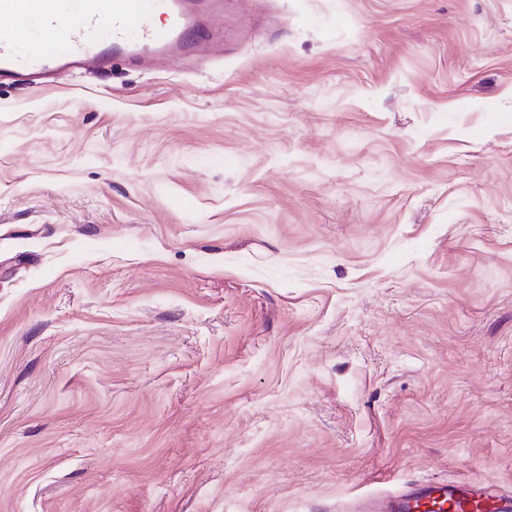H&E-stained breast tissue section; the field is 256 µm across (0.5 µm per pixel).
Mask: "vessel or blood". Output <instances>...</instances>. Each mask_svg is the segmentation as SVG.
I'll return each instance as SVG.
<instances>
[{"mask_svg": "<svg viewBox=\"0 0 512 512\" xmlns=\"http://www.w3.org/2000/svg\"><path fill=\"white\" fill-rule=\"evenodd\" d=\"M158 12L166 26L154 25ZM200 31L194 0H0V78L186 55L201 51ZM373 502V512H512V494L466 481L417 483Z\"/></svg>", "mask_w": 512, "mask_h": 512, "instance_id": "vessel-or-blood-1", "label": "vessel or blood"}]
</instances>
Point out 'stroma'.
Returning <instances> with one entry per match:
<instances>
[{"instance_id":"1","label":"stroma","mask_w":512,"mask_h":512,"mask_svg":"<svg viewBox=\"0 0 512 512\" xmlns=\"http://www.w3.org/2000/svg\"><path fill=\"white\" fill-rule=\"evenodd\" d=\"M0 84V512L512 492V0H210Z\"/></svg>"}]
</instances>
